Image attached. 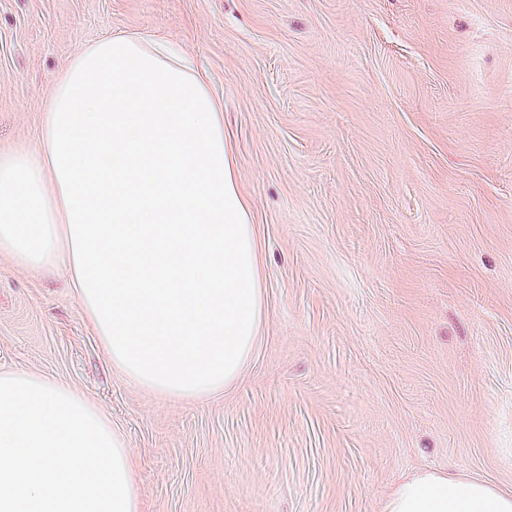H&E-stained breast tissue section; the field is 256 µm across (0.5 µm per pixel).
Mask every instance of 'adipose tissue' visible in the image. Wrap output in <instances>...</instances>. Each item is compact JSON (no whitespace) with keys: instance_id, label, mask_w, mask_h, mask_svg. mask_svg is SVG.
<instances>
[{"instance_id":"ef3b65f1","label":"adipose tissue","mask_w":512,"mask_h":512,"mask_svg":"<svg viewBox=\"0 0 512 512\" xmlns=\"http://www.w3.org/2000/svg\"><path fill=\"white\" fill-rule=\"evenodd\" d=\"M40 157H0V250L67 267L112 365L198 400L256 349L264 288L251 207L204 77L172 43L108 33L56 84ZM381 512H512V492L419 469Z\"/></svg>"}]
</instances>
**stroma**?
<instances>
[{
	"label": "stroma",
	"mask_w": 512,
	"mask_h": 512,
	"mask_svg": "<svg viewBox=\"0 0 512 512\" xmlns=\"http://www.w3.org/2000/svg\"><path fill=\"white\" fill-rule=\"evenodd\" d=\"M106 32L178 42L222 101L260 340L234 387L156 394L66 268L0 252V368L111 420L142 512H380L419 468L512 490V0H0V156L41 152Z\"/></svg>",
	"instance_id": "1"
}]
</instances>
